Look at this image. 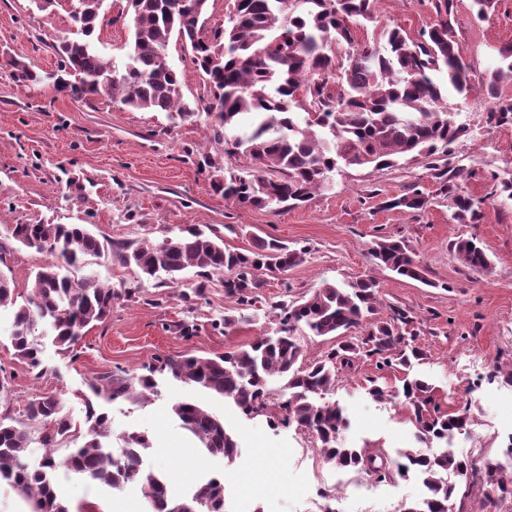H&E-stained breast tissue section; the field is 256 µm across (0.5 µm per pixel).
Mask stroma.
I'll list each match as a JSON object with an SVG mask.
<instances>
[{"label": "stroma", "instance_id": "stroma-1", "mask_svg": "<svg viewBox=\"0 0 512 512\" xmlns=\"http://www.w3.org/2000/svg\"><path fill=\"white\" fill-rule=\"evenodd\" d=\"M125 0H106L97 49L104 59L122 62L131 40ZM68 0L37 9L34 0H0V269L26 298L32 275L46 254L8 237L10 224H83L110 242L161 241L180 224L215 229L227 248L245 250L256 240L275 238L301 251L302 262L287 277L266 275L255 291V306L241 309L226 295L224 277L212 275L203 297L183 300L182 287L140 280L111 255L90 266L103 283L120 291L111 315L90 327L73 352L61 353L43 341L45 372L35 376L17 358L8 338L12 307H0V368L7 390L0 394V416L21 417L26 403L42 393L61 398L77 430L67 448L86 440L87 403L108 414L113 450L127 433H146L145 468L163 474L174 493L204 476L224 480L226 512H402L423 493L418 478L385 480L325 464L314 437L291 425H271L266 416L248 417L227 398L157 376V391L117 398H93L91 381L107 372L126 378L145 374L167 356L214 357L274 331L272 305L300 300L323 282L343 285L374 279L380 314L408 313L409 332L423 358L410 368L386 371L375 358H355L339 370L330 398L349 419L348 443L392 454L418 447L416 428L401 404L373 399L371 382L393 389L408 376L434 386L441 408L470 406L465 431L455 435L454 454L477 462L496 460L512 441V200L501 195L498 178H512V123L489 122L492 106L480 88L497 50L512 43V0H495L477 17L471 0H454L450 16L473 91L449 96L448 109L465 133L447 159L453 183L476 203V219H455L441 180L425 159L403 160L389 169L341 167L326 188L302 206L283 210L254 208L225 200L213 183L225 167L253 168L249 157L225 153L209 133L210 116L200 111L187 121L167 113L133 109L108 92L76 98L52 82L19 84L14 63L38 71L56 68V46L74 30ZM437 19L430 0H377L371 20L354 26L357 41L372 39L384 25L418 36ZM417 188L429 203L412 210L390 207L391 199ZM383 238L404 241L425 273L414 281L386 269L370 254ZM480 243L491 261L488 272L469 269L454 245ZM133 289L124 298V289ZM192 325L191 335L177 326ZM188 399L223 417L237 436L234 459L204 453L172 411ZM54 480L69 512H149L140 486L113 489L91 483L65 468Z\"/></svg>", "mask_w": 512, "mask_h": 512}]
</instances>
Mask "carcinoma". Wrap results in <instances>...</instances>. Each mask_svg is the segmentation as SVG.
<instances>
[{
  "instance_id": "cac0c4a2",
  "label": "carcinoma",
  "mask_w": 512,
  "mask_h": 512,
  "mask_svg": "<svg viewBox=\"0 0 512 512\" xmlns=\"http://www.w3.org/2000/svg\"><path fill=\"white\" fill-rule=\"evenodd\" d=\"M101 0H82L81 12L71 15L75 37L58 47L60 63L51 75L60 89L81 98L109 91L134 109H152L189 120L196 108L182 101L180 76L167 61L171 38L192 52L206 95L203 111L214 115L210 132L216 142L231 143L235 152L258 161L252 170L224 171L215 183L224 199L255 208L296 206L323 188L339 164L384 169L401 159L422 157L437 179L448 171L436 165L464 128L448 112V92L468 94L472 85L468 64L453 34L448 15L453 0H433L437 23L410 38L400 27L387 25L377 36L356 43L353 24L367 19L375 0H235L229 25L204 32L209 0H126L131 42L122 64L104 61L96 49L101 27ZM357 47L343 63L336 62L332 45ZM75 77L70 82L68 77ZM512 84V43L497 49V63L483 76L485 96L494 101L489 119L512 122V99L501 97L503 84ZM277 172L272 178L266 172ZM455 218L475 215L473 200L453 192ZM428 203L415 188L389 201L392 207L421 209ZM8 236L47 254L51 261L33 275L31 292L14 311L10 343L30 369L42 366L36 333L50 338L62 352L73 350L85 329L106 320L116 290L92 275L79 279L70 270L83 268L89 258L106 252L83 224H14ZM459 260L468 268H491L485 250L470 239L455 243ZM111 254L140 280L165 276L180 285L184 275L196 277L192 292L203 296L205 281L214 272L225 274L224 289L239 305L255 304L253 289L259 273L274 264L287 270L301 262L300 252L271 239L257 241L247 252L224 247L217 231L200 224H182L160 242L136 246L114 243ZM372 256L381 265L408 279L423 280L412 251L400 240L376 242ZM11 278L0 270V307L15 305ZM377 283L359 279L338 287L325 282L301 300L273 307L280 329L263 334L247 346L215 357L165 358L137 377L138 385L153 392L155 373L200 386L232 400L247 415L267 414L275 424L292 423L312 432L324 463L340 469L370 472L378 477L417 472L425 496L410 512H448L450 502L468 497L479 485L494 484L499 498H512V464L474 461L442 452L432 456L405 449L393 458L364 448L346 447L340 435L347 426L343 409L324 396L336 385L337 365L348 367L360 355L377 358L378 370L393 362L408 367L421 351L404 336L411 322L404 311L378 316ZM305 326L313 335L338 342L320 360L304 364L303 348L294 331ZM365 328L350 336L353 328ZM277 378L288 397L269 403V382ZM132 383L109 373L91 383L93 392L116 399ZM434 387L423 379L404 381L403 405L414 416L419 433L429 440H448L466 427L465 409L445 412L435 403ZM173 411L182 425L215 457L230 459L237 446L224 419L198 404L179 400ZM25 419L0 417V482L8 483L31 501L33 512H69L58 498L53 473L66 466L89 482L119 486L137 483L154 496V512H172L175 503L165 480L142 467L146 438L127 436L125 457L117 459L102 439L109 436L108 417L88 406L91 439L57 455L59 441L72 433L61 399L41 394L24 409ZM43 425L45 449L39 466L28 462V422ZM196 512H224V482L210 478L189 494Z\"/></svg>"
}]
</instances>
